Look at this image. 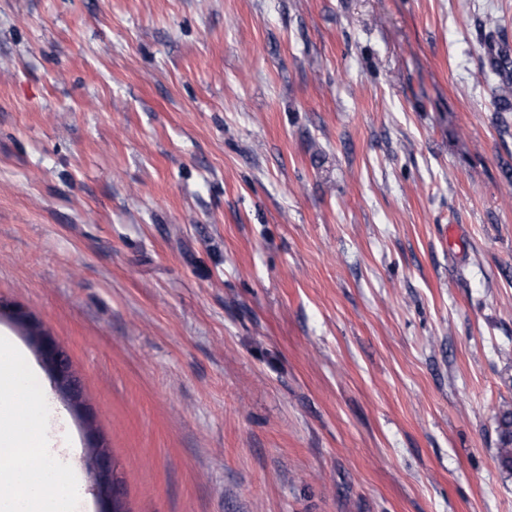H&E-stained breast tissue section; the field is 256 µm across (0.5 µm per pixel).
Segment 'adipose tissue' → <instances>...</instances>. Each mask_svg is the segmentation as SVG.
I'll return each mask as SVG.
<instances>
[{
    "label": "adipose tissue",
    "mask_w": 512,
    "mask_h": 512,
    "mask_svg": "<svg viewBox=\"0 0 512 512\" xmlns=\"http://www.w3.org/2000/svg\"><path fill=\"white\" fill-rule=\"evenodd\" d=\"M20 357L0 336V512H70L74 479L46 438Z\"/></svg>",
    "instance_id": "obj_1"
}]
</instances>
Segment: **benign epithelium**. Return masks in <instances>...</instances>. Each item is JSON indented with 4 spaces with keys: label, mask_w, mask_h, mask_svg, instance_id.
<instances>
[{
    "label": "benign epithelium",
    "mask_w": 512,
    "mask_h": 512,
    "mask_svg": "<svg viewBox=\"0 0 512 512\" xmlns=\"http://www.w3.org/2000/svg\"><path fill=\"white\" fill-rule=\"evenodd\" d=\"M0 312L7 313L21 326L35 332L37 353L43 365L48 369L57 391L71 406H79L80 419L84 423L91 440V473L93 475L98 498L102 503L101 512H114L112 505L124 498L123 487L113 479V461L110 451L101 444L100 437L92 427L93 413L89 407L84 387L72 368L68 351L48 332L41 331L28 311L21 305L0 301Z\"/></svg>",
    "instance_id": "7a95c632"
}]
</instances>
